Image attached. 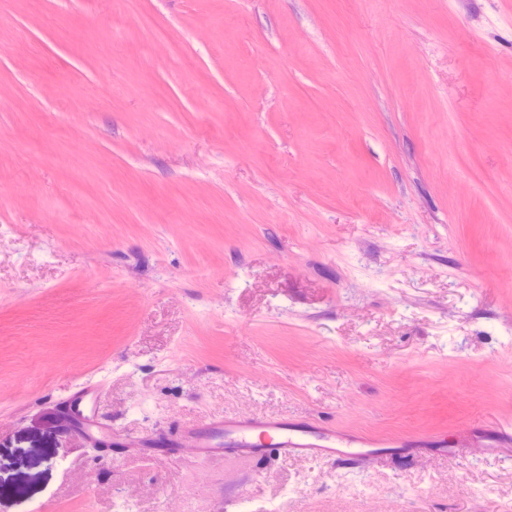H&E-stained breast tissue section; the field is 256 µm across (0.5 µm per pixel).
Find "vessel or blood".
<instances>
[{
    "mask_svg": "<svg viewBox=\"0 0 512 512\" xmlns=\"http://www.w3.org/2000/svg\"><path fill=\"white\" fill-rule=\"evenodd\" d=\"M98 388L86 382L67 393L76 429L83 434L97 431ZM199 455L207 457L228 452L254 458L281 455L339 459L360 455V438H345L335 430L301 425L284 419L217 417L207 428L187 429Z\"/></svg>",
    "mask_w": 512,
    "mask_h": 512,
    "instance_id": "vessel-or-blood-1",
    "label": "vessel or blood"
}]
</instances>
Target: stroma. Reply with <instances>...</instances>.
Instances as JSON below:
<instances>
[{
  "label": "stroma",
  "mask_w": 512,
  "mask_h": 512,
  "mask_svg": "<svg viewBox=\"0 0 512 512\" xmlns=\"http://www.w3.org/2000/svg\"><path fill=\"white\" fill-rule=\"evenodd\" d=\"M504 422L512 0H0V512H512ZM69 410L75 420V428L82 434H93L100 431L96 416L98 398L97 384L85 382L67 393ZM184 436L192 439L197 453L207 457L233 452L252 458L281 455L315 456L328 459L372 454L388 457L395 454L410 455L408 443L379 438L367 442L359 437L344 438L336 431L324 427L301 425L284 419L217 417L206 429L189 428ZM371 443L377 448H357Z\"/></svg>",
  "instance_id": "obj_1"
}]
</instances>
